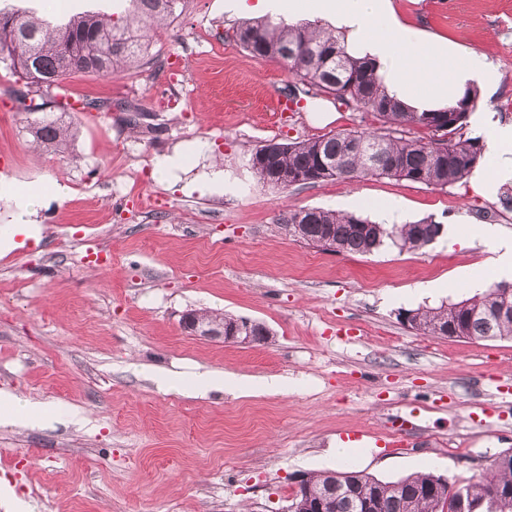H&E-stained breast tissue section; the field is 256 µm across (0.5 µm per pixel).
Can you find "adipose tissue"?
Listing matches in <instances>:
<instances>
[{"label":"adipose tissue","instance_id":"adipose-tissue-1","mask_svg":"<svg viewBox=\"0 0 512 512\" xmlns=\"http://www.w3.org/2000/svg\"><path fill=\"white\" fill-rule=\"evenodd\" d=\"M314 11L335 19L347 30L352 52L373 59L388 92L419 112L447 108L460 101L467 89H493L497 70L477 53L460 57L456 47L404 25L391 0H315ZM494 253L491 267L471 268L469 286H487L489 272L512 278V238L490 224L475 232Z\"/></svg>","mask_w":512,"mask_h":512}]
</instances>
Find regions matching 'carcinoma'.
Segmentation results:
<instances>
[{
    "instance_id": "carcinoma-1",
    "label": "carcinoma",
    "mask_w": 512,
    "mask_h": 512,
    "mask_svg": "<svg viewBox=\"0 0 512 512\" xmlns=\"http://www.w3.org/2000/svg\"><path fill=\"white\" fill-rule=\"evenodd\" d=\"M178 0H129L122 23L112 15L85 11L68 18L39 14L16 5L0 7V61L18 76L22 87L13 90L20 111L42 113L29 123L33 140L49 152L65 149L74 136L63 115L73 109L58 93L72 73L114 75L149 57L155 24L171 17ZM237 43L256 58L277 59L306 87L304 93L328 94L376 115L380 129L327 133L296 142H270L272 161L249 159L255 176L274 185L271 168L290 177L280 185H316L337 179L354 181L365 176L405 179L435 187L456 184L470 174L483 157L478 138L464 136L468 109L476 94L467 93L455 107L437 112H415L389 95L383 79L365 59L348 53L345 41L319 26H298L270 19L243 22L234 30ZM401 126L434 133L432 137L406 136ZM369 223L354 214L310 208L281 215L279 224L291 236L301 231L308 245L335 252L370 254L386 241L402 249H419L433 242L443 225L432 220L414 224ZM509 291L493 284L485 292L457 303L413 311L411 327L423 334L454 324L474 339L512 336V315L494 312ZM343 482L376 494L380 512H460L457 493L464 494L467 512H503L493 499L497 489L512 493V465L493 461L490 471L448 490L442 476L418 472L384 481L346 467L338 471ZM326 490L324 473L309 474L299 488L301 496L316 497Z\"/></svg>"
}]
</instances>
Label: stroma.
I'll return each instance as SVG.
<instances>
[{"label":"stroma","mask_w":512,"mask_h":512,"mask_svg":"<svg viewBox=\"0 0 512 512\" xmlns=\"http://www.w3.org/2000/svg\"><path fill=\"white\" fill-rule=\"evenodd\" d=\"M406 23L485 57L497 90L474 106L512 125V0H393ZM224 0H181L153 36L152 60L111 79L77 73L67 150L34 148L0 62V178L57 183L38 208L39 241L0 248V390L47 405L49 419L0 421V480L27 512H287L299 476L419 471L462 482L512 450V338L425 336L407 310L474 296L485 263L472 230L512 232V208L470 180L440 188L364 177L277 189L248 161L274 140L378 127L374 114L299 94L274 59L232 37ZM150 113L148 133L127 107ZM192 151L173 179L160 162ZM321 208L378 223L456 225L419 250L323 251L290 237L281 213ZM206 309L264 324L241 345L185 332ZM233 388L197 389L198 374Z\"/></svg>","instance_id":"obj_1"}]
</instances>
